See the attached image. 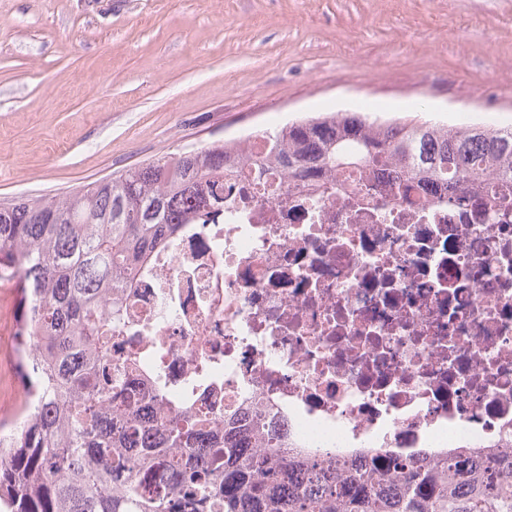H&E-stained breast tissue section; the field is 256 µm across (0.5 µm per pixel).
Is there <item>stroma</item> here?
I'll return each instance as SVG.
<instances>
[{
    "label": "stroma",
    "mask_w": 512,
    "mask_h": 512,
    "mask_svg": "<svg viewBox=\"0 0 512 512\" xmlns=\"http://www.w3.org/2000/svg\"><path fill=\"white\" fill-rule=\"evenodd\" d=\"M333 111L512 126V0H0V202Z\"/></svg>",
    "instance_id": "35a3bbf8"
}]
</instances>
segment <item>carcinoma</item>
<instances>
[{
  "mask_svg": "<svg viewBox=\"0 0 512 512\" xmlns=\"http://www.w3.org/2000/svg\"><path fill=\"white\" fill-rule=\"evenodd\" d=\"M260 150L217 141L160 156L62 198L0 208V276L20 286L19 349L31 398L0 440V512H512V454L382 469L288 455L255 411L170 416L160 389L118 384L112 329L150 256L181 224L224 204L243 170L275 192L319 195L390 166L396 194L459 188L512 207V127L321 112L256 134ZM157 484L151 493L145 486Z\"/></svg>",
  "mask_w": 512,
  "mask_h": 512,
  "instance_id": "cac0c4a2",
  "label": "carcinoma"
}]
</instances>
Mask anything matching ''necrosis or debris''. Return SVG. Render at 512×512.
<instances>
[{
  "label": "necrosis or debris",
  "mask_w": 512,
  "mask_h": 512,
  "mask_svg": "<svg viewBox=\"0 0 512 512\" xmlns=\"http://www.w3.org/2000/svg\"><path fill=\"white\" fill-rule=\"evenodd\" d=\"M391 180L266 199L243 173L154 253L113 361L177 411L260 408L291 454L511 452L512 210Z\"/></svg>",
  "instance_id": "1"
}]
</instances>
